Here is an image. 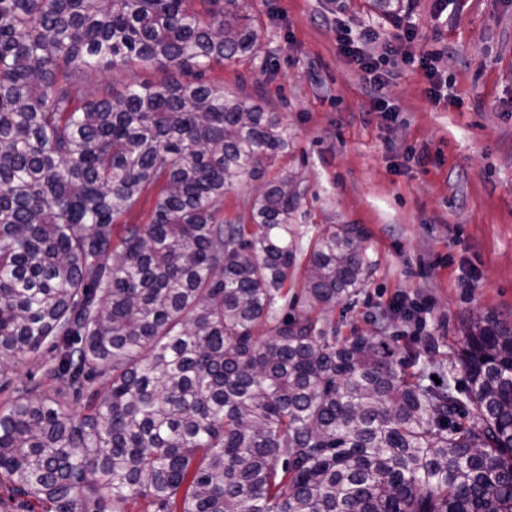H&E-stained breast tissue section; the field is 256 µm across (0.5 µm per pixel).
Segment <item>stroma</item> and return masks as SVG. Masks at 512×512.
<instances>
[{
    "mask_svg": "<svg viewBox=\"0 0 512 512\" xmlns=\"http://www.w3.org/2000/svg\"><path fill=\"white\" fill-rule=\"evenodd\" d=\"M263 52L206 77L230 95H256L293 141L270 174L299 172L304 250L319 232L354 227L373 267L363 288L322 315L347 336L374 330L395 295L426 300L423 344L459 348L473 312L512 319V0H458L435 23L434 0H402L395 18L370 0H254ZM352 36L404 33L433 64L454 100L430 103L420 68L386 89L396 115L374 110L360 70L342 56L336 26ZM427 156L408 159L407 149Z\"/></svg>",
    "mask_w": 512,
    "mask_h": 512,
    "instance_id": "1",
    "label": "stroma"
}]
</instances>
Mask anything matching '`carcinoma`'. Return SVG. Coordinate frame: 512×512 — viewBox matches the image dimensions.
Returning a JSON list of instances; mask_svg holds the SVG:
<instances>
[{"label":"carcinoma","instance_id":"carcinoma-1","mask_svg":"<svg viewBox=\"0 0 512 512\" xmlns=\"http://www.w3.org/2000/svg\"><path fill=\"white\" fill-rule=\"evenodd\" d=\"M252 0H0V482L48 512H512V322L472 313L444 374L414 338L313 313L371 267L319 235L288 299L301 175L249 216L224 196L292 150L281 119L204 80L258 57ZM139 63L169 74L109 93ZM145 211L146 222L130 218ZM44 360V355L40 357H22L18 362L17 375L14 376L13 385L11 386V389L2 393L0 392V400H3V398L9 394H12L13 388L20 386L22 382L27 380V378L30 375L37 374L36 376H38V370L40 369V365Z\"/></svg>","mask_w":512,"mask_h":512}]
</instances>
